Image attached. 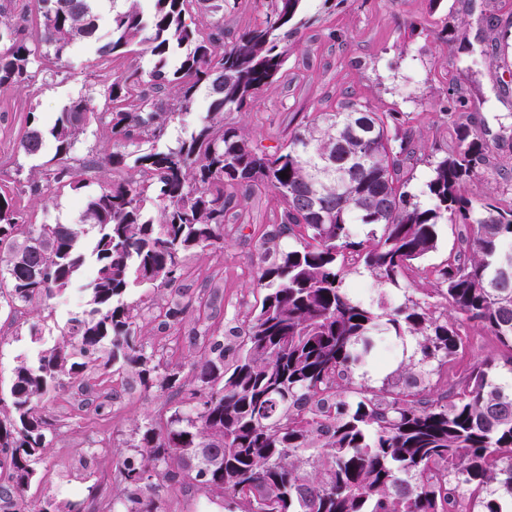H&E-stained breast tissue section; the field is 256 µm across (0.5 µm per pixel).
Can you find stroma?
<instances>
[{"mask_svg": "<svg viewBox=\"0 0 512 512\" xmlns=\"http://www.w3.org/2000/svg\"><path fill=\"white\" fill-rule=\"evenodd\" d=\"M303 13L312 22L290 43L278 82L260 89L247 110L226 115L227 125L272 152L309 116L336 111L349 99L381 112L409 113L415 145L410 187L419 193L430 176L431 161L451 145L440 116L454 91L466 96L465 110L492 155L491 167L470 191L479 197L502 192L499 172L512 170V0H335L329 11L323 0H304ZM444 17L459 41L444 38L440 23ZM109 37L108 28L98 29L96 45L72 47L59 63L40 68L31 86H0V187L11 190L27 223L74 226L87 250L97 229L81 219L84 200L110 185L115 172L108 166L86 172V185L76 193L46 178L45 163L56 152L52 137L44 138L35 156L25 155L20 142L28 115L51 127L71 100L83 98L101 106L103 89L116 74L152 70V56L138 46L115 61L100 57L96 46ZM208 103L206 94H198L192 107L177 110L162 138L149 140V147L163 150L189 135L206 117ZM34 184L39 192H31ZM282 208L281 199L270 190H239L224 215L223 252L197 248L183 255L185 286L221 290L213 311L215 325H239L259 305L264 295L259 282L263 236ZM94 273L93 262H85L72 286L41 312L0 307V385L9 384L19 357H35L39 348L62 340L70 319L87 309V285ZM346 284L368 288L369 303L383 310L398 306L405 297L417 299L435 291L431 278L401 290L381 287L368 274L353 273ZM174 298V288L155 282L135 284L125 300L139 313L138 338L145 348H164L170 365L187 366L193 360L187 334L194 313L165 329L157 316L159 308L169 306ZM34 322L41 329L37 344L29 336ZM386 346L385 366L356 376V383L379 389L384 380H397L405 365L420 358L413 338L390 336ZM501 355L493 337L471 328L465 354L442 367L439 384L444 388L460 384L470 363ZM88 381L110 397L111 404L96 411L84 403L76 382L48 399L47 411L58 430L28 492L30 498L84 506L89 486L96 485L107 498L119 500L123 486L116 477L117 465L130 455L136 428L148 422L165 426L175 409L166 395L144 390L129 373L114 376L96 367L89 370ZM94 441L111 444L112 449L88 465L85 453ZM161 497L165 512H224L219 499L195 489L167 488Z\"/></svg>", "mask_w": 512, "mask_h": 512, "instance_id": "stroma-1", "label": "stroma"}]
</instances>
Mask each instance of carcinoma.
I'll use <instances>...</instances> for the list:
<instances>
[{"label": "carcinoma", "mask_w": 512, "mask_h": 512, "mask_svg": "<svg viewBox=\"0 0 512 512\" xmlns=\"http://www.w3.org/2000/svg\"><path fill=\"white\" fill-rule=\"evenodd\" d=\"M97 2L39 0L37 38L53 47L55 60L93 37ZM264 2L258 22L227 46L224 0H153L147 15L132 0L109 15L111 37L97 52L115 59L141 44L154 69L115 76L106 85V111L74 100L51 127L55 183L79 191L83 168L96 165L130 164L143 179L114 182L86 200L82 219L98 228L89 310L37 362L20 359L8 390L0 389V460L8 468L0 476V512H77L52 500L33 504L27 491L57 431L45 399L98 361L117 374L132 372L146 389L181 395L166 430L144 426L136 456L119 464L122 512H160L161 490L187 482L206 495L222 492L229 512H504L502 499L512 498V385L500 377L502 368L512 371V195L467 192L490 164L488 143L455 113L466 101L448 97L454 144L433 162L424 202L409 188L414 149L401 112L347 101L312 117L273 153L253 144L224 124V113L242 111L277 81L288 42L304 25V0ZM192 4L218 17L210 33L186 23ZM184 46L187 53L168 69L169 56ZM32 55L25 29L0 20V85L27 83ZM143 84L150 91L139 90ZM202 87L208 115L176 147L71 162L75 113L107 120L120 144L158 139L174 114L169 95L186 109ZM27 124L21 148L35 155L43 132L35 117ZM325 155L336 160L330 171L321 164ZM242 183L283 200L264 242L266 293L226 335L205 323L192 328L191 382L143 349L138 313L123 297L137 280L175 285L186 251L223 250L224 209L232 201L224 185ZM352 224L369 227L367 239L356 240ZM441 224L466 230L459 251L435 271L444 312L410 300L380 313L347 290L353 269L384 287L415 284ZM24 228L10 192L0 188V240L9 252L0 297L36 311L69 288L86 258L67 224ZM286 234L303 244L282 246ZM217 297L216 289L206 301L183 291L165 317L175 320ZM467 321L508 352L504 362L477 360L460 388L441 393L424 385L431 371L412 368L397 391L353 387L377 333L414 336L423 359L441 362L464 349ZM200 448L222 456V467L205 472Z\"/></svg>", "instance_id": "cac0c4a2"}]
</instances>
